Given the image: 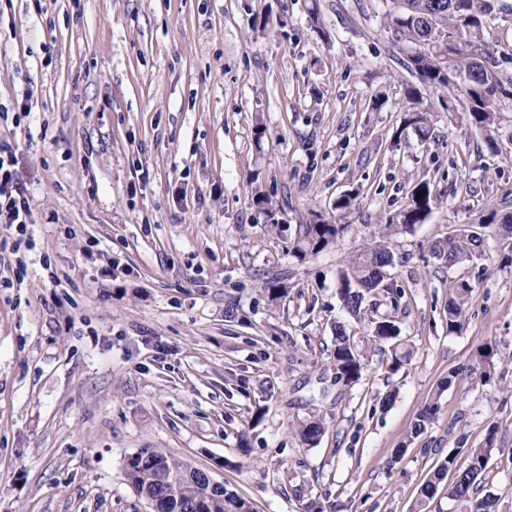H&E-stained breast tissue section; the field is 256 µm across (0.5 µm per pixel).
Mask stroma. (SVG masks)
Segmentation results:
<instances>
[{
  "label": "stroma",
  "mask_w": 512,
  "mask_h": 512,
  "mask_svg": "<svg viewBox=\"0 0 512 512\" xmlns=\"http://www.w3.org/2000/svg\"><path fill=\"white\" fill-rule=\"evenodd\" d=\"M388 7L0 0V140L36 230L26 267L0 253V512H148L124 475L141 448L209 470L255 512H410L448 451L490 434L480 492L512 512V242L487 237L454 266L430 251L512 211V106L494 152L440 90L421 92L434 140L402 129L415 78ZM422 180L436 205L391 241L403 261L387 284L405 295L366 303L401 328L378 350L342 310L337 273ZM313 210L347 230L301 259ZM461 280L473 292L452 333ZM339 322L363 345L353 384L334 379ZM486 344L488 381L458 375ZM433 395L435 420L411 436ZM315 418L309 446L297 429Z\"/></svg>",
  "instance_id": "obj_1"
}]
</instances>
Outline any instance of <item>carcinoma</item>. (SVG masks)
Wrapping results in <instances>:
<instances>
[{
    "mask_svg": "<svg viewBox=\"0 0 512 512\" xmlns=\"http://www.w3.org/2000/svg\"><path fill=\"white\" fill-rule=\"evenodd\" d=\"M384 13L385 30L399 42L413 45L404 66L420 84L435 90L458 89L462 92L461 122L484 135L487 147L498 149V114L502 103H512V72L503 67L507 60L499 52L498 40H489V29L512 28V4L507 0H390ZM420 89L406 88L409 107L403 120L418 140L433 138L434 129L428 112L418 108ZM425 195L416 197L420 191ZM437 202L427 181L412 187L408 202L394 224H381L377 240L369 249L354 256L338 275L337 294L343 308L359 319L365 314L366 298L382 290L397 299L402 290L383 285L398 257L390 246L392 237L408 232L423 223ZM481 229L494 236L512 239V212L495 211L480 219ZM343 232V225L331 224L318 212L303 225L294 241L295 255L304 258L326 249ZM485 235L477 231L463 232L431 244V251L453 266L481 254ZM472 286L462 281L455 288V298L448 302V331L460 330L465 321ZM399 328L389 320L372 322L366 340L373 343L398 342ZM493 355L485 346L476 362L465 367L472 376L483 377V365ZM336 381L357 382L365 368L364 356L351 339L344 325L336 324L332 352ZM439 405L431 400L416 416L412 434H422L435 419ZM324 433L322 423L311 421L299 429L302 440L314 444ZM494 434H488L485 445L462 450L454 448L433 475L422 485L424 498L434 495L438 485L453 472L448 497L463 504L468 512H496V498L490 494L477 496L481 476L491 453ZM466 454V463L458 464V456ZM125 477L141 498L149 496L160 501L161 512H253L252 503L224 486L212 487L204 480L200 468L186 460L141 448L129 455L124 464Z\"/></svg>",
    "mask_w": 512,
    "mask_h": 512,
    "instance_id": "obj_1",
    "label": "carcinoma"
}]
</instances>
